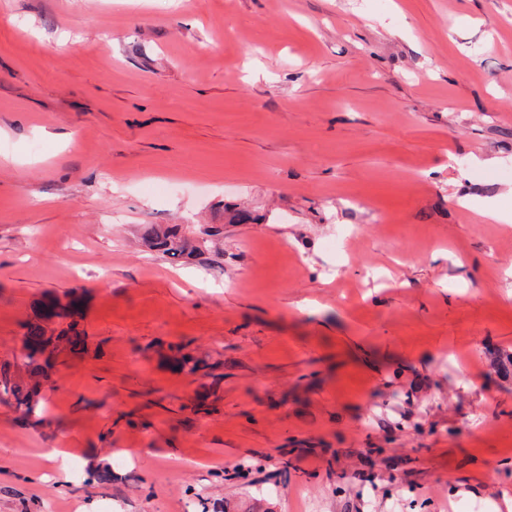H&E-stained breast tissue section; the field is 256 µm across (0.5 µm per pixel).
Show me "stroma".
I'll return each instance as SVG.
<instances>
[{
    "label": "stroma",
    "instance_id": "35a3bbf8",
    "mask_svg": "<svg viewBox=\"0 0 512 512\" xmlns=\"http://www.w3.org/2000/svg\"><path fill=\"white\" fill-rule=\"evenodd\" d=\"M0 130V512H512V0H0ZM223 235L221 227L207 225L199 230V237L192 239L181 224L161 227L156 224L142 225L140 237L144 245L162 256H199L208 249L214 238ZM79 310L75 301L63 304L60 298H52L39 307L38 322L27 325L24 335L31 352L20 362H5L0 365V396L5 395L26 417H38L42 412L39 397L40 380L47 379L49 371L68 355L86 350V342L77 322L67 323L59 330L43 323H55V318L73 317ZM23 368L33 383H25L20 375Z\"/></svg>",
    "mask_w": 512,
    "mask_h": 512
}]
</instances>
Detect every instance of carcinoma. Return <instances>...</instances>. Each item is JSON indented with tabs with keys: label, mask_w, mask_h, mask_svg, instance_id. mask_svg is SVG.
Segmentation results:
<instances>
[{
	"label": "carcinoma",
	"mask_w": 512,
	"mask_h": 512,
	"mask_svg": "<svg viewBox=\"0 0 512 512\" xmlns=\"http://www.w3.org/2000/svg\"><path fill=\"white\" fill-rule=\"evenodd\" d=\"M223 235L217 226L207 225L199 230V237L192 239L180 224L161 227L156 224L142 225L140 237L144 245L163 256H199L205 253L209 242ZM79 305L72 301L62 303L53 298L39 307L38 322L27 325L25 340L30 353L21 361L0 365V396L5 395L26 417H38L42 412L39 397L40 380L49 376V371L68 355L86 350V342L77 322L72 321L59 330L48 324L55 319L73 317Z\"/></svg>",
	"instance_id": "carcinoma-1"
}]
</instances>
